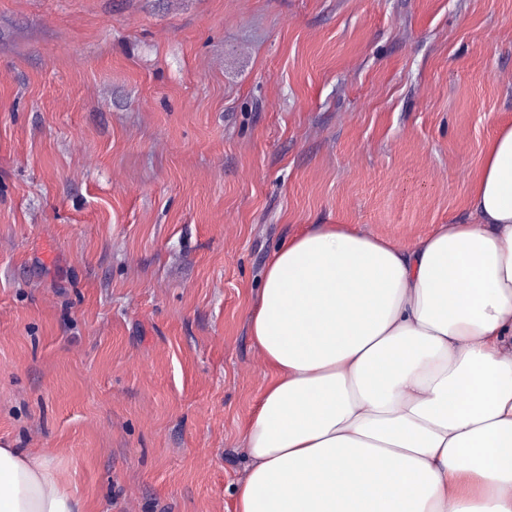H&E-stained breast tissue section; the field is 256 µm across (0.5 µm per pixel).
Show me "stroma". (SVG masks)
Masks as SVG:
<instances>
[{"mask_svg":"<svg viewBox=\"0 0 512 512\" xmlns=\"http://www.w3.org/2000/svg\"><path fill=\"white\" fill-rule=\"evenodd\" d=\"M512 0H0V444L82 512H235L266 262L470 216Z\"/></svg>","mask_w":512,"mask_h":512,"instance_id":"obj_1","label":"stroma"}]
</instances>
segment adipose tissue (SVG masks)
<instances>
[{
	"instance_id": "1",
	"label": "adipose tissue",
	"mask_w": 512,
	"mask_h": 512,
	"mask_svg": "<svg viewBox=\"0 0 512 512\" xmlns=\"http://www.w3.org/2000/svg\"><path fill=\"white\" fill-rule=\"evenodd\" d=\"M470 204L407 247L316 224L272 252L236 512H512V124ZM0 512L81 506L45 454L0 447Z\"/></svg>"
}]
</instances>
